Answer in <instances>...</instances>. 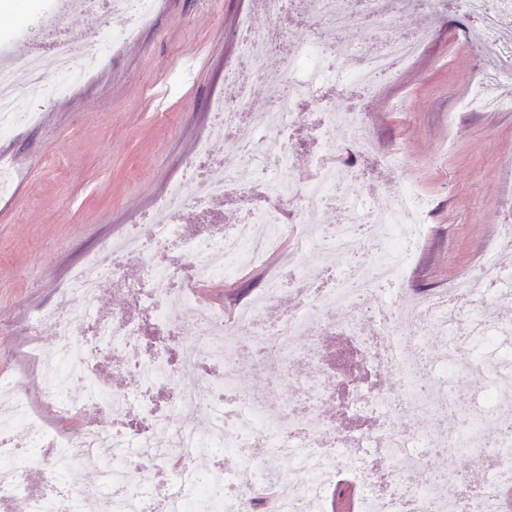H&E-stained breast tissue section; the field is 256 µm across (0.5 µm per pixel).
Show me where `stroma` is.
Masks as SVG:
<instances>
[{
    "mask_svg": "<svg viewBox=\"0 0 512 512\" xmlns=\"http://www.w3.org/2000/svg\"><path fill=\"white\" fill-rule=\"evenodd\" d=\"M253 10V0H158L152 22L128 45L70 97L35 105V124L6 143L17 175L0 197V376L31 387L39 378L33 343L56 340L51 325L31 331L32 315L64 303L61 287L72 270L155 210L199 142L217 154L234 149L214 132L209 112L229 95L224 69L239 56L234 33ZM394 21L401 33L432 32L413 67L390 78L365 115L381 154L401 156L403 164L361 163L343 148L342 160L361 170L343 191H370L380 203L408 185L429 199L424 240L402 291L414 298L447 287L491 255L512 267V252L495 250L507 219L498 201L512 193V179L498 167L501 156L512 155V107L463 111L490 53L462 11L398 2ZM294 260V244L285 241L273 258L212 282L202 297L239 316Z\"/></svg>",
    "mask_w": 512,
    "mask_h": 512,
    "instance_id": "35a3bbf8",
    "label": "stroma"
}]
</instances>
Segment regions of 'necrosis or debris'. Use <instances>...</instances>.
<instances>
[{
    "mask_svg": "<svg viewBox=\"0 0 512 512\" xmlns=\"http://www.w3.org/2000/svg\"><path fill=\"white\" fill-rule=\"evenodd\" d=\"M157 0H67L66 8L40 15L27 41L35 53L0 63V138L31 125L34 102L67 95L84 76L99 68L113 48L126 44L133 26L150 22ZM266 16L263 25L245 19L236 34L238 60L224 71L233 87L231 97L219 100L211 124L234 137L237 147L213 154L199 143L182 170L181 180L165 195L143 225L131 226L119 241L106 242L81 265L63 287L67 302L40 310L35 323L52 322L60 341L38 349L42 382L35 393L20 391L12 379L0 378V512L23 504L25 512H79L85 482L81 469L95 468L94 493L102 512H240L253 486L275 479V512H322L324 494L335 484L336 456L363 488L364 512H503L501 490L512 484V316L486 322L469 312L458 322L460 309L472 299L512 293V271L488 257L480 269L442 293L406 307L391 299L392 287L403 285V270L424 234L427 201L412 188L383 203L344 195L343 183L353 177L350 164H337L341 151L336 132L346 129L357 154L375 150L360 109H339L325 103L312 156L296 151L289 134L303 116L304 99H317L323 89L354 84L364 102H371L381 81L408 67L420 55L429 33H394L388 0H374L373 47L337 44L336 34L348 28L351 0H255ZM475 20L484 43L496 49L474 80L466 109L493 112L502 104L500 89L512 83V43L502 41L500 24L512 15V0H456ZM118 14L120 26L73 32L64 11ZM296 14L311 19L303 45L278 43L281 19ZM358 59L351 73L339 70L333 51ZM280 58L269 69L270 52ZM262 108H250L254 97ZM267 171L262 204L221 234L200 230L187 237L178 222L185 211L210 214L214 201L237 190L242 168ZM337 206L345 218L335 232L319 229L297 242L298 251L326 245L350 260L341 277L330 276L322 264L298 263L293 272L273 276L266 290L274 298L291 291L299 309L270 315L251 309L234 323H225L201 300L204 282L235 276L242 261L261 256L287 238L293 225L307 221L308 212ZM378 239L380 252L361 259L365 237ZM144 260L142 275L120 280L125 262ZM127 295L122 309L102 312L95 299L112 284ZM343 307L349 320L361 323L376 369L396 370L403 378L398 391H378L368 407L382 425L340 438L308 411L289 409L280 419L266 416L274 397L266 376L281 360L311 347L316 333L327 325L328 314ZM256 329V346L266 376L246 393L236 391L234 375L243 358L238 330ZM492 343L497 356L493 379L481 395L460 389L478 419L470 437L450 436L446 386L433 384L434 428L416 436L395 427L391 417L398 403L411 400L418 374L429 363L424 339H448L437 366L453 373L460 368L459 336ZM113 362L129 382L127 388L103 385L96 368ZM68 374L77 384L59 392L50 381ZM195 381L172 388L174 379ZM98 418H88V411ZM207 421H199V414ZM263 448H255L256 436ZM480 446L471 454V479L434 480L429 461L434 449L455 454L469 443ZM111 449L102 459L98 449ZM224 454L243 458L252 473L244 484L234 473L210 464ZM390 456L398 465L380 469L377 457ZM44 465L48 478L33 483L31 470ZM222 484L223 496L212 494Z\"/></svg>",
    "mask_w": 512,
    "mask_h": 512,
    "instance_id": "obj_1",
    "label": "necrosis or debris"
}]
</instances>
